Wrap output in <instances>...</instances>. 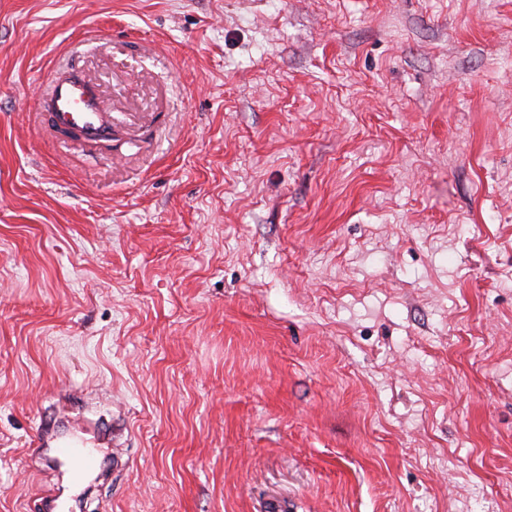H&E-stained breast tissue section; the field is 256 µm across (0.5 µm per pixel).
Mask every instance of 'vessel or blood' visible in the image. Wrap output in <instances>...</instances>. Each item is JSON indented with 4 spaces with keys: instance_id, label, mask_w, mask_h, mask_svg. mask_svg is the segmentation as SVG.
<instances>
[{
    "instance_id": "obj_1",
    "label": "vessel or blood",
    "mask_w": 512,
    "mask_h": 512,
    "mask_svg": "<svg viewBox=\"0 0 512 512\" xmlns=\"http://www.w3.org/2000/svg\"><path fill=\"white\" fill-rule=\"evenodd\" d=\"M38 105L59 134L89 143L104 141L112 135L111 116L103 111L96 87L80 73L51 76L48 91L39 97ZM53 458L57 463L70 465L74 483H83L91 475L105 482L112 479V471L101 456L83 442L56 441Z\"/></svg>"
}]
</instances>
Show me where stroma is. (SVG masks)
Instances as JSON below:
<instances>
[{
    "label": "stroma",
    "mask_w": 512,
    "mask_h": 512,
    "mask_svg": "<svg viewBox=\"0 0 512 512\" xmlns=\"http://www.w3.org/2000/svg\"><path fill=\"white\" fill-rule=\"evenodd\" d=\"M51 487L512 512V0H0V512ZM38 105L59 134L89 143L112 137V117L103 111L96 87L78 72L53 74ZM53 459L59 464H69L73 481L81 484L90 475H96L103 483L112 480V469H108L101 456L85 443L77 440H57L53 447Z\"/></svg>",
    "instance_id": "obj_1"
}]
</instances>
